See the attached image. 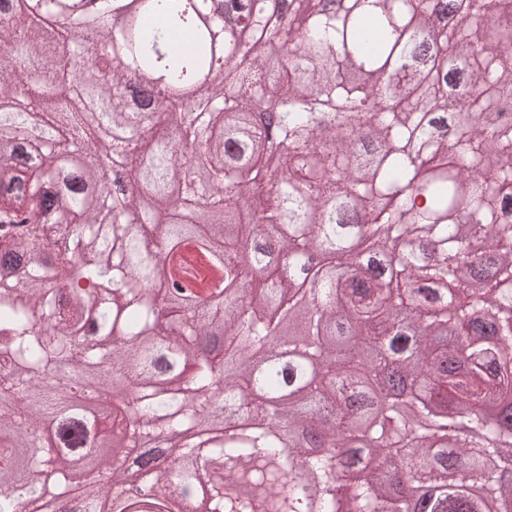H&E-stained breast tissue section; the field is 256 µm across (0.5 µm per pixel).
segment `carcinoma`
<instances>
[{"mask_svg": "<svg viewBox=\"0 0 512 512\" xmlns=\"http://www.w3.org/2000/svg\"><path fill=\"white\" fill-rule=\"evenodd\" d=\"M224 2L248 38L187 0H145L119 32L123 0L93 16L81 0H0V512L60 495L113 512L160 433L189 462L153 471L131 512H339L346 487L348 512H411L383 479L394 468L438 499L454 470L448 512H482L473 486L512 512V481L488 467L512 472V0H461L460 21L454 5L434 20V0H281L283 25ZM80 32L107 39L93 71L70 63ZM223 59L228 80L174 131L198 143L196 182L173 120L141 125L120 86L178 93ZM90 94L123 136H86ZM263 104L288 142L273 165L247 122ZM72 154L112 159L127 182L63 165ZM203 234L226 266L211 300L169 268ZM358 238L398 275L363 272ZM284 305L286 329L269 316ZM406 321V416L370 409L362 427L325 412L387 373ZM273 347L288 368L263 362ZM116 386L123 419L88 435L70 391ZM217 409L238 427L209 430ZM351 466L365 476L350 485ZM236 475L277 493L232 498Z\"/></svg>", "mask_w": 512, "mask_h": 512, "instance_id": "carcinoma-1", "label": "carcinoma"}]
</instances>
